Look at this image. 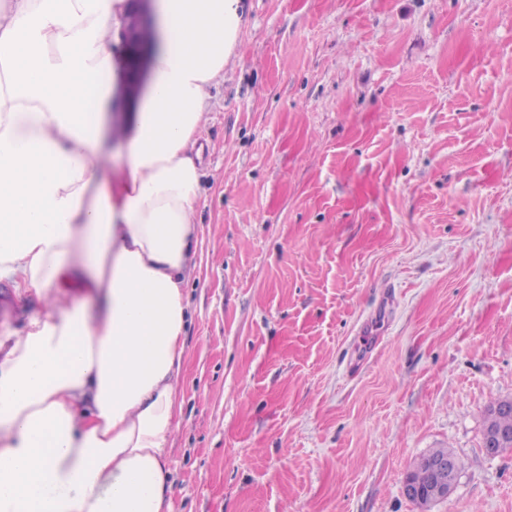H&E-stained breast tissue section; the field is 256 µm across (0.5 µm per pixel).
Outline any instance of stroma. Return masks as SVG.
<instances>
[{
  "label": "stroma",
  "mask_w": 512,
  "mask_h": 512,
  "mask_svg": "<svg viewBox=\"0 0 512 512\" xmlns=\"http://www.w3.org/2000/svg\"><path fill=\"white\" fill-rule=\"evenodd\" d=\"M209 90L173 512H512V0H245ZM451 496L405 494L424 454ZM506 404L509 405L511 402L509 401L508 403H498L496 406L492 405L488 410L485 421L483 442L485 433L488 428H495L496 430H502L512 434V408L509 412H497L498 409ZM432 459H451L450 461L438 460L434 463V469L438 476V486L434 491V496L438 498L442 493L447 496L450 478L458 475L461 468L454 453L448 448L434 449L422 456L407 477H410L419 488L428 492L436 481V475L430 465Z\"/></svg>",
  "instance_id": "obj_1"
}]
</instances>
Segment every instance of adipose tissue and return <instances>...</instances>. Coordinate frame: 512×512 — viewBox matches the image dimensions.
<instances>
[{
	"label": "adipose tissue",
	"instance_id": "1",
	"mask_svg": "<svg viewBox=\"0 0 512 512\" xmlns=\"http://www.w3.org/2000/svg\"><path fill=\"white\" fill-rule=\"evenodd\" d=\"M112 175L128 0H0V512H169L200 132L241 0H154Z\"/></svg>",
	"mask_w": 512,
	"mask_h": 512
}]
</instances>
